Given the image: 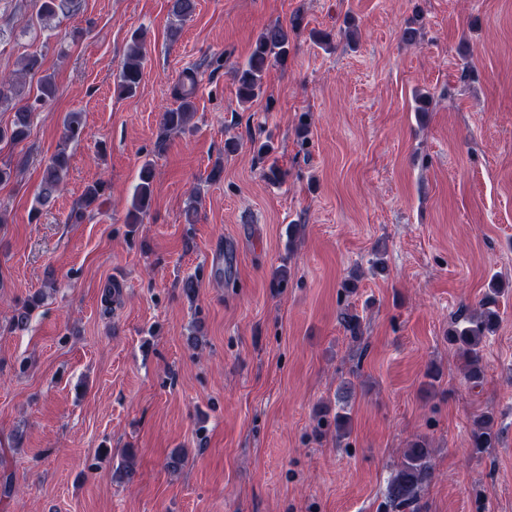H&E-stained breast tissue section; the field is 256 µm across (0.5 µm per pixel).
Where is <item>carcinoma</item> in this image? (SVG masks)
Wrapping results in <instances>:
<instances>
[{
    "label": "carcinoma",
    "instance_id": "carcinoma-1",
    "mask_svg": "<svg viewBox=\"0 0 512 512\" xmlns=\"http://www.w3.org/2000/svg\"><path fill=\"white\" fill-rule=\"evenodd\" d=\"M77 7V0H40L39 15L47 23L60 14H66ZM196 10V0H170L169 13L178 21L192 16ZM303 17L293 16L290 26L280 24L264 28L256 37L245 64L235 71L238 96L245 102L253 101L263 94V81L266 70L273 62H283L288 56L290 34L299 30ZM132 45L121 63L114 83V92L120 98L136 94L143 78L142 36L135 33L131 37ZM22 71L38 74L40 79L36 88L26 86L15 75L0 79V110L10 111L13 118L10 125L0 126V143L19 145L29 136L33 118L56 94L55 76L44 72V54L42 51L28 53L22 61ZM196 78L194 72L185 71L173 87V96L178 102L174 108L166 110L160 122L155 149L163 151L171 136L183 133L195 109ZM63 134L56 151L46 161L40 181V190L36 197V206L30 212V220L35 221L40 208L48 205L64 184L69 171V145L80 141L85 133L84 113L73 110L65 113L62 120ZM154 167L151 161H144L138 170V183L132 197L131 207L126 216L130 225L143 222V216L151 206L153 197ZM107 190V184L98 180L86 186L77 210L70 218L83 219L86 213L101 205V199ZM490 295L484 303V310L478 316H469L463 323L455 326L448 339L458 346V350L467 365V379L477 385L484 375L482 343L492 334L498 325L499 314L493 309L495 296L500 293L498 281L489 283ZM45 294L36 292L16 303L9 319V329L13 332L27 329L33 312L44 304ZM499 441V432L491 420L481 422L472 432V447L491 448ZM433 477L431 448L421 439L410 443L403 459L397 465L394 475L386 487V500L393 509L417 510L418 497L424 485Z\"/></svg>",
    "mask_w": 512,
    "mask_h": 512
}]
</instances>
